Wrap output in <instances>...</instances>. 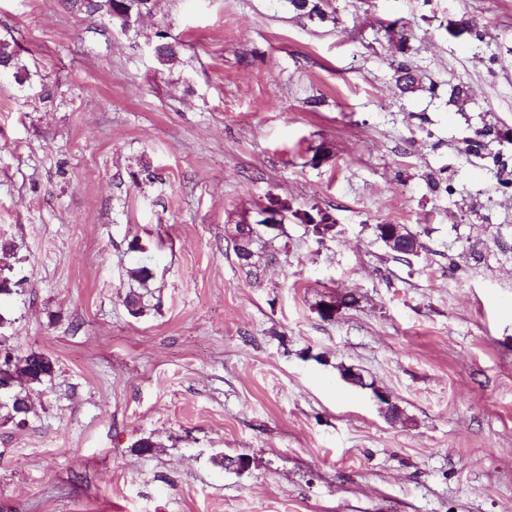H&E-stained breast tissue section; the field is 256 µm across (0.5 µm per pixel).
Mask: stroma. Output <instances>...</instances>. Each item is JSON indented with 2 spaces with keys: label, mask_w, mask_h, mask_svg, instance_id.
<instances>
[{
  "label": "stroma",
  "mask_w": 512,
  "mask_h": 512,
  "mask_svg": "<svg viewBox=\"0 0 512 512\" xmlns=\"http://www.w3.org/2000/svg\"><path fill=\"white\" fill-rule=\"evenodd\" d=\"M322 7L156 0L125 31L0 0L31 74L0 75V348L55 364L0 417V512H512V0ZM277 201L250 275L228 231ZM14 257L12 248L7 243H0V293L2 290L17 287L19 282L12 278L13 264L11 259ZM130 278L138 284L139 288L145 290L144 293L138 291H130L127 296V306L131 307L132 315H139L144 312L147 307L145 298L148 296V283L153 277L152 269L146 262L137 261L135 266L129 270Z\"/></svg>",
  "instance_id": "obj_1"
}]
</instances>
